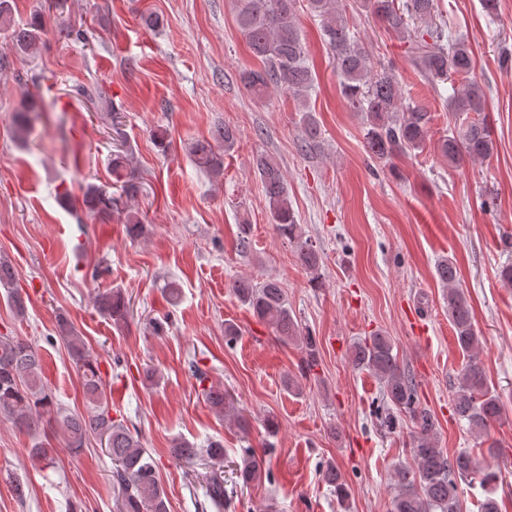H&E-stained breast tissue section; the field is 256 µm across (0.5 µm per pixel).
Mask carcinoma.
<instances>
[{
    "instance_id": "obj_1",
    "label": "carcinoma",
    "mask_w": 512,
    "mask_h": 512,
    "mask_svg": "<svg viewBox=\"0 0 512 512\" xmlns=\"http://www.w3.org/2000/svg\"><path fill=\"white\" fill-rule=\"evenodd\" d=\"M356 7L373 16L388 32L415 45V61L422 76L434 87L451 83L448 104L455 118L454 130L440 137L437 151L458 166L464 159L486 160L494 154L493 130L483 115V90L476 84L473 52L470 43L451 35L447 25L436 22L438 0H353ZM236 23L245 36L253 55L263 68L245 69L240 82L253 97L263 98L271 87L280 88L302 106L304 147L318 145V122L307 109V99L315 79L307 61V49L297 23V0H235ZM307 7L320 18L322 35L336 61L342 93L350 108L359 112L367 126L364 134L367 152L384 165L400 154L423 151L429 140L430 113L410 102L390 64L372 62L364 41L356 35L346 15L343 0H307ZM44 15H34L28 26L14 31L16 50L29 53L40 44ZM33 106H26L13 116L14 134L22 139L31 128ZM191 152L196 166L214 179L224 174L223 156L208 141H197ZM252 168L259 177L268 200L276 233L295 244L302 265L319 279L321 256L303 240L302 228L288 198V190L279 163L267 154L252 158ZM112 176L126 194L138 190L133 183L130 154L119 145L112 153ZM89 209L99 214L114 210L116 200L90 186L85 192ZM436 275L447 289L448 319L455 332L459 349L467 356L459 385L452 395L454 415L464 420L474 434H482L500 421L499 397L486 384L478 361L479 336L475 329L470 300L457 286L458 269L450 258L437 263ZM15 274L0 261V287L17 314L25 312L24 302L12 291ZM234 296L259 320L268 323L279 339L297 341L306 354L307 367L317 361V343L310 333L301 330L288 305L287 294L279 281L267 279L255 284L237 279L232 285ZM97 308L115 325L125 322L130 302L119 289L98 295ZM62 339L75 361L82 388L84 410L70 411L58 404L44 381L43 360L36 344L13 334L0 335V417L13 422L34 437L29 456L35 463H54V449L39 439V423L45 414L52 415L56 427L78 452L91 437L105 441L106 452L115 468L112 484L117 487L119 512H169L156 462L144 447L138 432L125 421L112 416V386L103 376L100 362L86 348L73 324L61 315L57 321ZM352 363L376 377L382 384V425L396 428L402 415L415 428L410 443L411 461L395 470V495L391 512H460L458 482L479 480L489 484L498 472L466 450L450 456L439 446L431 412L420 407L413 377L401 368L389 336L376 332L352 346ZM189 368L201 386V394L219 416H228L231 397L224 387L208 382V375L194 359ZM172 453L179 459H201L211 468L206 481L204 500L196 502L198 512H224L231 508L237 486L248 487L260 478L261 463L242 449L241 461L234 463V487H224V441L215 439L206 447L173 440ZM322 480L340 500L347 499L345 480L336 465L329 463Z\"/></svg>"
}]
</instances>
